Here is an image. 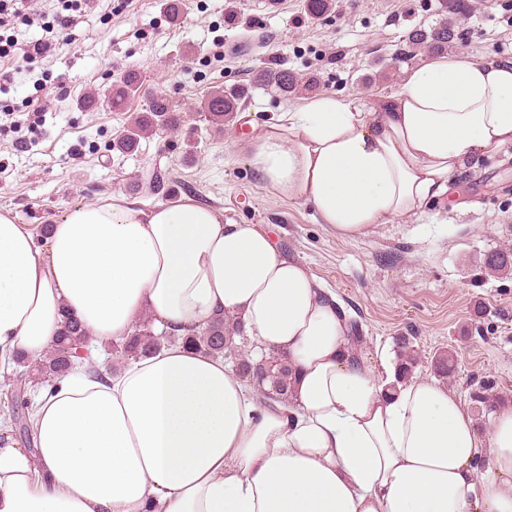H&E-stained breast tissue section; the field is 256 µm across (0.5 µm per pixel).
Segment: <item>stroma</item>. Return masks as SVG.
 Instances as JSON below:
<instances>
[{"label":"stroma","mask_w":512,"mask_h":512,"mask_svg":"<svg viewBox=\"0 0 512 512\" xmlns=\"http://www.w3.org/2000/svg\"><path fill=\"white\" fill-rule=\"evenodd\" d=\"M451 15L440 0H334L312 15L307 0H94L63 48H45L36 72L0 62L10 105L40 99L45 122L0 132V210L43 227L71 209L115 194L148 209L184 196L223 210L232 224H257L331 290L364 341L357 346L378 378L393 376L400 344L417 354L412 377L448 388L487 439L492 407L477 402L480 382L512 407V266L491 270L492 253L512 257V147L461 170L454 197L430 204L405 224H381L363 238L343 239L319 223L310 204L263 191L246 161L250 140L280 112L308 99L253 90L243 109L249 125L218 129L200 115L219 87L245 84L255 68L281 65L317 80V94L371 104L399 84L397 56L416 27L452 22L461 37L449 54L512 59V0H469ZM61 88L36 89L40 70ZM144 84L123 111L106 103L80 109V99L128 70ZM162 95L186 116L179 131L141 138L135 152L111 150L147 100ZM163 188H156V178ZM453 354L449 374L436 359Z\"/></svg>","instance_id":"stroma-1"}]
</instances>
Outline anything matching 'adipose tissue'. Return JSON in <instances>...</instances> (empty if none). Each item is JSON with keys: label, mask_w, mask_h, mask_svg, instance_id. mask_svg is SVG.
Listing matches in <instances>:
<instances>
[{"label": "adipose tissue", "mask_w": 512, "mask_h": 512, "mask_svg": "<svg viewBox=\"0 0 512 512\" xmlns=\"http://www.w3.org/2000/svg\"><path fill=\"white\" fill-rule=\"evenodd\" d=\"M509 145L512 60L434 54L372 106L323 94L280 113L248 156L266 193L356 239L451 198ZM65 312L92 353L146 315L180 339L224 314L254 355L287 358L289 402L179 342L97 377L75 364L36 397L35 449L0 442V512H512V408L483 442L448 389L375 378L335 297L257 225L119 194L40 244L0 211V366L38 365Z\"/></svg>", "instance_id": "1"}]
</instances>
